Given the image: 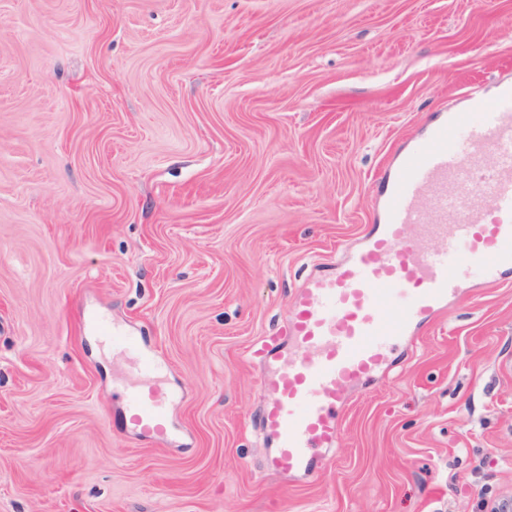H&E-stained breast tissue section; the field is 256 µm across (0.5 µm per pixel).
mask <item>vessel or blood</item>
<instances>
[{
    "label": "vessel or blood",
    "instance_id": "vessel-or-blood-1",
    "mask_svg": "<svg viewBox=\"0 0 512 512\" xmlns=\"http://www.w3.org/2000/svg\"><path fill=\"white\" fill-rule=\"evenodd\" d=\"M381 209L360 248L291 298L287 349L263 353L261 431L272 474L312 473L339 438L344 391L385 375L394 351L448 307L464 277L492 283L512 271V81L489 96L468 91L413 140ZM410 228L416 238L407 237ZM89 324L136 354L138 371L153 383L121 388L132 431L167 439L176 394L157 383L162 364L105 317L90 316Z\"/></svg>",
    "mask_w": 512,
    "mask_h": 512
}]
</instances>
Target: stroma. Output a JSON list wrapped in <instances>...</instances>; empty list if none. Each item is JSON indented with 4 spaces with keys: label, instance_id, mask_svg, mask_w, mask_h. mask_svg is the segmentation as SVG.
I'll use <instances>...</instances> for the list:
<instances>
[{
    "label": "stroma",
    "instance_id": "stroma-1",
    "mask_svg": "<svg viewBox=\"0 0 512 512\" xmlns=\"http://www.w3.org/2000/svg\"><path fill=\"white\" fill-rule=\"evenodd\" d=\"M512 78V0H0V512H481L512 495V272L268 475L252 352L399 154ZM123 324L178 393L127 428Z\"/></svg>",
    "mask_w": 512,
    "mask_h": 512
}]
</instances>
